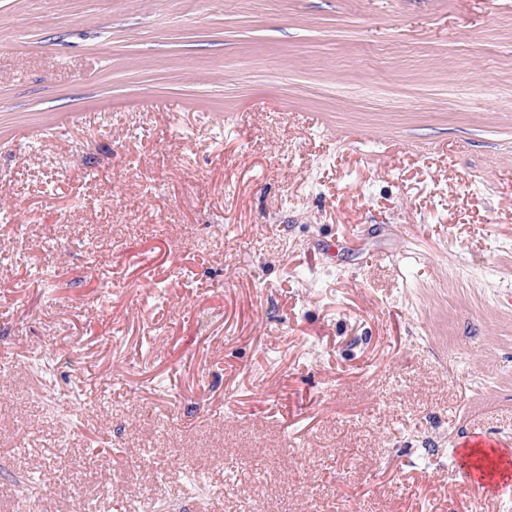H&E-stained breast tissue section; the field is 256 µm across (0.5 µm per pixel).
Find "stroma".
I'll return each instance as SVG.
<instances>
[{
  "instance_id": "35a3bbf8",
  "label": "stroma",
  "mask_w": 512,
  "mask_h": 512,
  "mask_svg": "<svg viewBox=\"0 0 512 512\" xmlns=\"http://www.w3.org/2000/svg\"><path fill=\"white\" fill-rule=\"evenodd\" d=\"M512 0H0V512H512Z\"/></svg>"
}]
</instances>
